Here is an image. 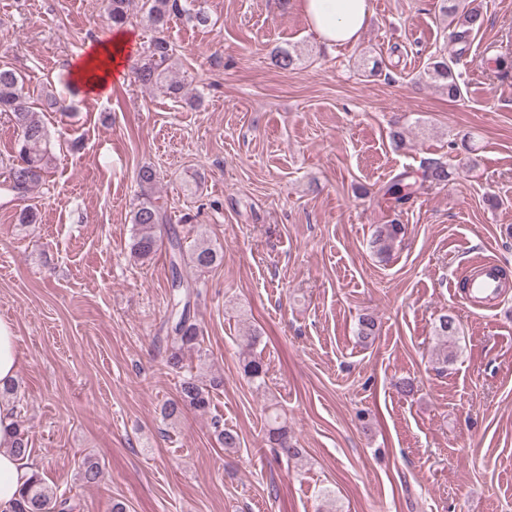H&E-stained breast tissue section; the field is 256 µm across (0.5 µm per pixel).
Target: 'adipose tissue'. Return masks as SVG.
Masks as SVG:
<instances>
[{
  "instance_id": "adipose-tissue-1",
  "label": "adipose tissue",
  "mask_w": 512,
  "mask_h": 512,
  "mask_svg": "<svg viewBox=\"0 0 512 512\" xmlns=\"http://www.w3.org/2000/svg\"><path fill=\"white\" fill-rule=\"evenodd\" d=\"M301 6L312 33L330 49L355 42L369 14L368 0H302ZM130 42V34L119 30L91 43L88 52L70 64L75 82L89 93L107 94L113 80L124 74ZM15 427L13 406L0 402V512H11L19 489L35 470L10 452Z\"/></svg>"
}]
</instances>
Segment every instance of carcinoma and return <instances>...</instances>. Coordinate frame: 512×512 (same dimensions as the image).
I'll use <instances>...</instances> for the list:
<instances>
[{"instance_id": "obj_1", "label": "carcinoma", "mask_w": 512, "mask_h": 512, "mask_svg": "<svg viewBox=\"0 0 512 512\" xmlns=\"http://www.w3.org/2000/svg\"><path fill=\"white\" fill-rule=\"evenodd\" d=\"M128 0H107V8L112 23L121 25L125 22ZM147 19L155 28H162L173 15L186 12L183 0H144ZM445 11L453 26L451 39L458 43L467 42L471 33L482 27L484 15L481 4L476 0H451ZM174 57L172 45L163 37L154 38L145 52L144 63L136 70L135 80L144 86L165 84L168 94L174 98L184 96V87L177 81L166 80L171 61ZM425 75L432 81L443 82V89L448 98L456 99L461 95V88L452 66L446 60H436L427 67ZM12 115L17 129V155L9 164L0 181V197L11 201H26L50 174L54 163L49 132L40 118L27 103V91L24 78L13 68L0 65V112ZM423 180L429 184L440 185L450 180L448 168L438 162L430 164L423 174ZM139 202L130 214L133 224L131 252L134 256L145 259L154 254L162 244L168 245L172 268L170 310L168 322L171 323L167 336L169 343L168 364L179 369L182 366L183 353L195 347L200 340L201 328L191 314V299L199 295L196 284L185 279L179 264L187 262L199 269H207L218 265L223 260L221 248L201 238L190 249L185 250L181 238L165 231L167 216L163 205L155 197L157 174L151 168L139 173ZM420 189L417 182L409 181V176L401 174L386 188L383 195L393 201L394 206L401 207ZM405 227L390 220L385 224L375 225L370 241L373 252L381 259L390 256L396 241L404 235ZM378 326L371 315H364L358 320L357 335L366 341L376 336ZM436 336L442 342V363L453 361L456 351L453 342L455 328L453 319L448 315L438 318ZM244 376L252 383L265 384L263 362L256 357L244 359L242 364ZM221 385V379L215 377L210 384H204L196 376L182 379L178 399L166 404L165 417L171 419L185 408L204 413L210 406V389ZM267 432L269 442L274 445L275 452L287 459L299 457L298 449L288 440L286 426L279 421V415L272 412L267 415ZM214 434L225 448L240 447V438L236 431L224 427L220 421H214ZM10 452L20 460L30 455L29 439L25 431L16 428V440ZM80 475L86 485H94L101 481L102 469L98 462L86 459L81 463ZM76 505L72 498L59 495L48 487L38 473L20 488L19 496L14 504L13 512H75Z\"/></svg>"}]
</instances>
